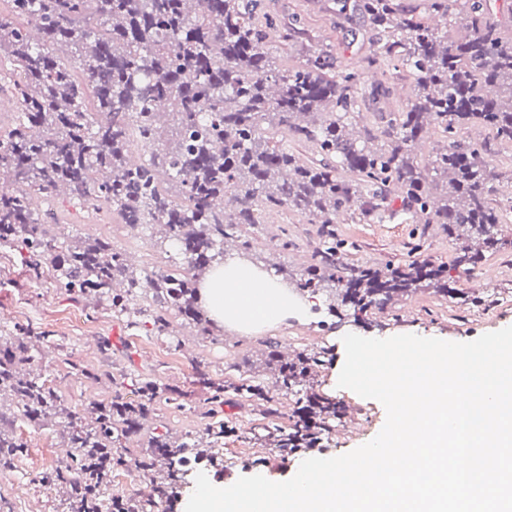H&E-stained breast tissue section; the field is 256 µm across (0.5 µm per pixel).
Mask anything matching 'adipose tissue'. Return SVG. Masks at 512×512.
I'll use <instances>...</instances> for the list:
<instances>
[{"instance_id":"obj_1","label":"adipose tissue","mask_w":512,"mask_h":512,"mask_svg":"<svg viewBox=\"0 0 512 512\" xmlns=\"http://www.w3.org/2000/svg\"><path fill=\"white\" fill-rule=\"evenodd\" d=\"M199 295L218 325L244 335L285 323L302 309L274 276L239 261L216 266Z\"/></svg>"}]
</instances>
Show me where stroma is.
<instances>
[{"label":"stroma","instance_id":"1","mask_svg":"<svg viewBox=\"0 0 512 512\" xmlns=\"http://www.w3.org/2000/svg\"><path fill=\"white\" fill-rule=\"evenodd\" d=\"M262 10L276 18L280 27L297 25L301 33L294 43L282 42L272 35L276 63L288 69L302 62L309 48H322L337 55L342 68L363 70L366 84L385 81L389 96L361 106L358 127L380 126L382 117L407 110L411 103V79L407 73L380 74L364 70L370 36L361 18L341 15L336 0H262ZM62 227L59 240L67 244L79 239L109 238L117 250L125 253L138 278L166 272L179 265L175 250L166 249L156 226L131 227L122 224L108 207L78 201L70 194H59L50 202ZM287 229L290 246L277 247L279 229ZM318 225L308 216L293 210L267 211L259 225L250 228L253 250L249 260L277 279L293 278L312 262L320 245ZM498 233L503 248L485 252L471 273L456 268V244L439 224L413 223L399 198H392L383 221L347 218L337 225L336 236L350 242L341 256L351 266H384L429 262L448 267L451 287L463 292V299L449 300L423 289L395 303L391 309L368 312L363 321H355L351 310L331 306L327 292L303 293L304 311L279 326L253 335L215 327L213 338L197 336L182 318L172 320V333L156 335L147 316H139L137 325L126 317L95 306L92 300L55 287L48 279L32 278L20 251L0 252V336H10L18 324L29 326L40 352L42 373L65 405L82 412L92 401H110L115 388L112 379L123 382L126 396L135 393L136 380L149 378L179 387L183 395L179 406L158 404L149 427L169 432L185 441L203 429L196 406L205 389L196 381L197 370L206 371L213 381L229 384L238 377H255L266 389H273L276 372L269 363L266 339L290 346L292 352L329 346L333 359L314 380L320 395L341 401L348 416L341 423V436L325 440L322 447L310 450V457L339 456L371 441L386 420L383 405L365 399L351 390L337 387L335 378L345 362L343 336L353 333L367 338H388L415 334L453 342H469L483 334L512 326V212L507 213ZM488 297V304L471 305L470 297ZM49 332L51 341L39 340ZM112 346L109 357L98 351L99 338ZM99 367L108 371L110 380L89 383L75 375L74 366ZM295 400L281 397L276 418L263 415L258 402L226 393L222 416L236 431L224 442L221 463L205 466L204 474L213 483L230 485L243 476L263 475L273 481H285L297 472L302 458L280 459L270 446L257 444L269 422L287 424ZM15 432L28 444L29 452L8 473L0 474V512H61L60 495L34 483L35 474L50 466V450L62 446V429L17 421Z\"/></svg>","mask_w":512,"mask_h":512}]
</instances>
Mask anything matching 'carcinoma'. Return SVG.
I'll return each instance as SVG.
<instances>
[{
  "label": "carcinoma",
  "instance_id": "cac0c4a2",
  "mask_svg": "<svg viewBox=\"0 0 512 512\" xmlns=\"http://www.w3.org/2000/svg\"><path fill=\"white\" fill-rule=\"evenodd\" d=\"M490 2L427 0L438 20L432 25L406 14L400 0H336L339 12L361 16L372 32L368 65L414 80L410 107L390 113L381 135L362 137L351 131L364 100L362 73L324 51L278 69L268 46L277 23L260 18V0H11L12 18L0 19V53L16 71L19 115L0 134V184L12 185L0 193V250H26L33 278L93 298L135 325L138 281L125 255L107 238L58 253L56 224L45 221L41 202L68 191L135 227L150 195L161 238L188 258L147 279L153 328L167 333L175 315L210 336L213 323L197 306L200 272L224 258L230 240L251 251L246 227L262 212L292 209L321 225L314 263L292 281L297 291L316 293L331 282L334 297L359 313L383 311L424 287L457 298L442 265L389 261L342 272L344 243L334 225L354 205L360 219L382 218L398 186L404 209L456 236L455 265L464 272L481 259L473 240L487 251L501 245L506 209L488 198L487 142L459 138L470 127L512 145V41L500 36ZM458 15L467 35L450 40L441 28ZM270 128L291 132L319 159L307 163L272 142ZM432 129L447 145L422 167L415 152ZM135 134L152 146L138 164L127 159ZM15 330L0 343V395L28 420L53 417L66 428V459L37 477L64 493L63 512H155L185 483L186 449H220L235 434L218 418L221 383L211 384L199 409L201 434L181 443L145 432L155 406L180 397L154 380L142 382L134 400L92 401L77 417L43 379L30 332ZM332 358L320 347L279 361L277 391L299 404L288 425L267 431L280 456L318 447L347 416L343 403L307 386ZM232 390L266 402L269 416L277 412L259 383L242 379ZM8 422L0 411L2 473L27 453ZM143 433L141 453L124 455L122 441ZM121 469L136 471L151 493L105 497Z\"/></svg>",
  "mask_w": 512,
  "mask_h": 512
}]
</instances>
